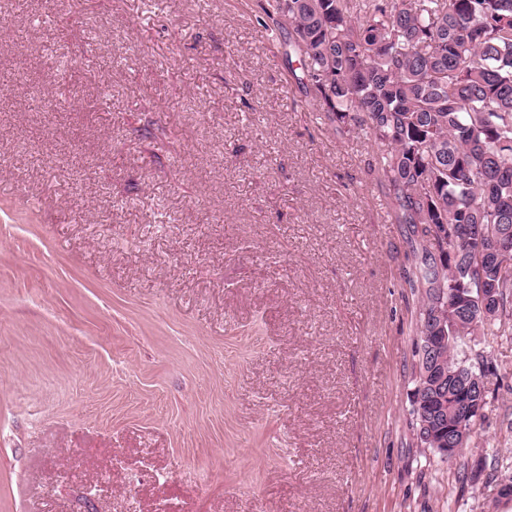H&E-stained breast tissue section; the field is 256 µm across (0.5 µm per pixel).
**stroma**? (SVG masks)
<instances>
[{
	"mask_svg": "<svg viewBox=\"0 0 512 512\" xmlns=\"http://www.w3.org/2000/svg\"><path fill=\"white\" fill-rule=\"evenodd\" d=\"M263 2L0 0V512H512V332L418 446L416 243Z\"/></svg>",
	"mask_w": 512,
	"mask_h": 512,
	"instance_id": "35a3bbf8",
	"label": "stroma"
}]
</instances>
